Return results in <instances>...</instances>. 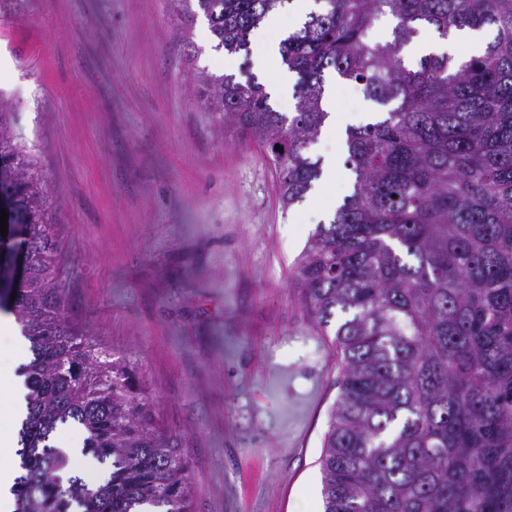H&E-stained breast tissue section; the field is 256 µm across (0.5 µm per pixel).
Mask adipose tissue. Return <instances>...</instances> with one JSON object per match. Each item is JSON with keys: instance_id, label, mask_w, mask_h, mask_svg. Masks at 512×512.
Wrapping results in <instances>:
<instances>
[{"instance_id": "obj_1", "label": "adipose tissue", "mask_w": 512, "mask_h": 512, "mask_svg": "<svg viewBox=\"0 0 512 512\" xmlns=\"http://www.w3.org/2000/svg\"><path fill=\"white\" fill-rule=\"evenodd\" d=\"M8 361L9 369L0 377V512H15L16 497L12 492L19 476L16 450V426L24 411V378L19 369L28 360L25 342L13 317H0V361Z\"/></svg>"}]
</instances>
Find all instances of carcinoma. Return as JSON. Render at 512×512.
Segmentation results:
<instances>
[{"instance_id":"obj_1","label":"carcinoma","mask_w":512,"mask_h":512,"mask_svg":"<svg viewBox=\"0 0 512 512\" xmlns=\"http://www.w3.org/2000/svg\"><path fill=\"white\" fill-rule=\"evenodd\" d=\"M171 2L186 45L200 11L232 55L291 0ZM314 2L279 47L297 76L294 111L274 109L254 75L199 82L224 126L269 147L285 209L322 177L310 147L329 115L327 77L363 85L378 107L346 129L351 192L295 269L306 310L333 329L340 374L319 461L324 512H512V0ZM423 25L495 35L479 56L411 64L403 51ZM10 115L0 104V194L23 234L7 231L3 248H25L27 263L0 311L33 355L17 512H193L188 461L134 370L101 359L63 315L53 201ZM69 424L105 469L96 487L59 475L66 459L48 439Z\"/></svg>"}]
</instances>
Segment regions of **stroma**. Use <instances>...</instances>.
Listing matches in <instances>:
<instances>
[{"label": "stroma", "mask_w": 512, "mask_h": 512, "mask_svg": "<svg viewBox=\"0 0 512 512\" xmlns=\"http://www.w3.org/2000/svg\"><path fill=\"white\" fill-rule=\"evenodd\" d=\"M213 45L171 0H0V102L54 203L63 313L147 387L194 512H315L339 369L294 266L351 181L283 208L269 148L198 93ZM326 92L351 124L374 110Z\"/></svg>", "instance_id": "obj_1"}]
</instances>
